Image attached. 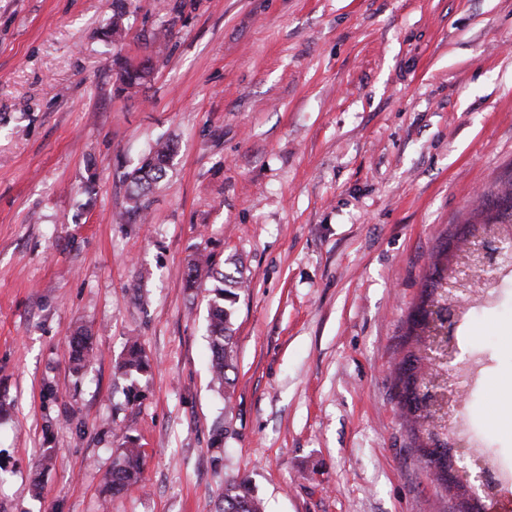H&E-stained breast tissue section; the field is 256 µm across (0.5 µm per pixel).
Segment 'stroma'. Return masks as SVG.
<instances>
[{
    "label": "stroma",
    "mask_w": 512,
    "mask_h": 512,
    "mask_svg": "<svg viewBox=\"0 0 512 512\" xmlns=\"http://www.w3.org/2000/svg\"><path fill=\"white\" fill-rule=\"evenodd\" d=\"M134 5L118 50L112 0H0V512H213L233 476L266 512H454L394 368L440 236L512 178V0ZM166 27L151 81L120 90L115 52L138 62ZM168 135L128 212L127 173ZM199 251L247 281L226 394L210 286H185ZM81 325L96 358L75 375ZM132 339L152 366L133 386L114 373ZM459 348L468 434L512 473V285ZM128 434L145 487L115 496ZM174 152L175 145L170 140H158L152 153L143 159L140 167L127 173L129 211L139 212L145 207L147 196L166 175Z\"/></svg>",
    "instance_id": "35a3bbf8"
}]
</instances>
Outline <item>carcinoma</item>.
I'll return each instance as SVG.
<instances>
[{"instance_id":"obj_1","label":"carcinoma","mask_w":512,"mask_h":512,"mask_svg":"<svg viewBox=\"0 0 512 512\" xmlns=\"http://www.w3.org/2000/svg\"><path fill=\"white\" fill-rule=\"evenodd\" d=\"M132 0H113L112 20L103 28L104 36L114 43L124 38L123 17L128 13ZM170 30L151 35V55L134 65L120 57L115 59L117 78L122 87L142 86L151 80L155 70L154 59L160 57L163 45L169 41ZM175 145L169 140L157 141L152 153L146 156L140 167L127 174L129 210L138 212L145 207L147 196L166 175L167 167L174 155ZM495 213L481 224H474L467 231L472 239L487 233L493 224L512 223V181L503 183L492 200ZM480 255L466 248L451 250L449 237H444L432 258L426 284L418 301L413 305L402 336V358L395 370V388L398 389L400 417L411 434L419 459L424 461L438 484L445 487L448 495L457 500L455 512H483L479 498L469 494L466 482L455 468L456 461L448 451L447 435L441 433L448 419L442 413L446 386L438 383L443 374L430 369V353L445 343L442 335L447 321V301H466L472 285L454 294H448L447 281H458L459 268L477 266ZM203 277L214 280L208 324L210 369L212 380L220 388L234 385L236 365L234 360L233 308L243 289L244 280L224 271L215 270L210 257L199 256L188 265L186 286L195 287ZM91 336L82 328L77 329L68 344L70 371L80 374L91 362ZM118 373L134 379L149 369L145 350L137 341L128 343L125 352L115 365ZM143 451L137 439L128 436L121 451L112 461V470L107 474L106 487L120 494L138 488L142 482ZM215 512H263L262 500L255 494L247 478L232 477L225 481L224 494L215 506Z\"/></svg>"}]
</instances>
